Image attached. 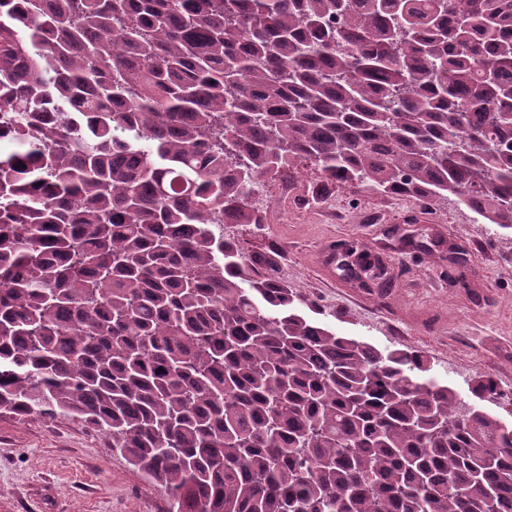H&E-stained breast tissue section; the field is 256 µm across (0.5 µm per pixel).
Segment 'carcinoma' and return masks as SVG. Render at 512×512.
I'll return each mask as SVG.
<instances>
[{
  "label": "carcinoma",
  "instance_id": "obj_1",
  "mask_svg": "<svg viewBox=\"0 0 512 512\" xmlns=\"http://www.w3.org/2000/svg\"><path fill=\"white\" fill-rule=\"evenodd\" d=\"M2 130L1 413L169 512H512V424L224 238L303 161L512 233V0H0Z\"/></svg>",
  "mask_w": 512,
  "mask_h": 512
}]
</instances>
